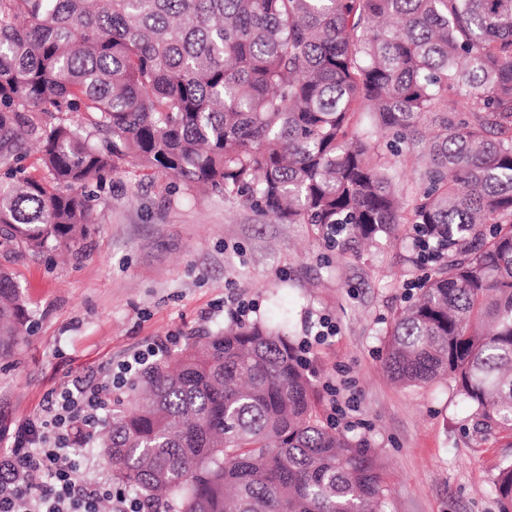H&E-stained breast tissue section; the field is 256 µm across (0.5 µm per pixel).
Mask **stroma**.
<instances>
[{
	"instance_id": "obj_1",
	"label": "stroma",
	"mask_w": 512,
	"mask_h": 512,
	"mask_svg": "<svg viewBox=\"0 0 512 512\" xmlns=\"http://www.w3.org/2000/svg\"><path fill=\"white\" fill-rule=\"evenodd\" d=\"M79 251L0 255L29 315L0 358V427L35 419L78 375L101 380L159 336L180 353L223 329L231 300L299 346L320 412L383 464V512H503L491 486L512 431H484L443 380L403 387L382 363L385 331L411 291L410 225L393 242L326 249L314 226L281 223L221 194L125 166L93 189ZM335 332L316 340L320 321Z\"/></svg>"
}]
</instances>
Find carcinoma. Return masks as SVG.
I'll use <instances>...</instances> for the list:
<instances>
[{"label": "carcinoma", "instance_id": "obj_1", "mask_svg": "<svg viewBox=\"0 0 512 512\" xmlns=\"http://www.w3.org/2000/svg\"><path fill=\"white\" fill-rule=\"evenodd\" d=\"M80 113L86 125L73 124ZM403 204L392 155L423 143ZM0 253L74 249L87 188L131 164L172 174L329 248L427 234L418 299L386 332L400 386L449 379L512 430V0H0ZM28 322L0 268V356ZM96 448L155 512H381L382 466L324 424L279 332L237 323L143 372ZM492 491L512 502V462Z\"/></svg>", "mask_w": 512, "mask_h": 512}]
</instances>
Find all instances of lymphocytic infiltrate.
<instances>
[{"instance_id":"f902f5d3","label":"lymphocytic infiltrate","mask_w":512,"mask_h":512,"mask_svg":"<svg viewBox=\"0 0 512 512\" xmlns=\"http://www.w3.org/2000/svg\"><path fill=\"white\" fill-rule=\"evenodd\" d=\"M168 351L166 340L152 341L132 359L110 371L105 382L74 380L51 395L43 412L14 431L12 444L0 448V512H151L140 497L107 481L80 477L77 446L90 437L110 404L140 367Z\"/></svg>"}]
</instances>
